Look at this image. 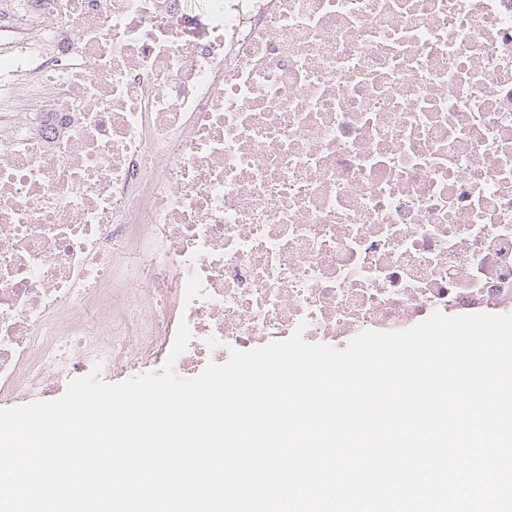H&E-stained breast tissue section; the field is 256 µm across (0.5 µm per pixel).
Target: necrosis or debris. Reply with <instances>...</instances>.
<instances>
[{
    "label": "necrosis or debris",
    "mask_w": 512,
    "mask_h": 512,
    "mask_svg": "<svg viewBox=\"0 0 512 512\" xmlns=\"http://www.w3.org/2000/svg\"><path fill=\"white\" fill-rule=\"evenodd\" d=\"M512 311V0H0V394Z\"/></svg>",
    "instance_id": "necrosis-or-debris-1"
}]
</instances>
